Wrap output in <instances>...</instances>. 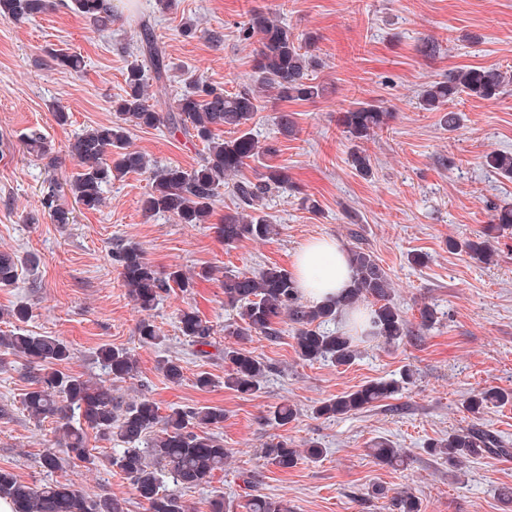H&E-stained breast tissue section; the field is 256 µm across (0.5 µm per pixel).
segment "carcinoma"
Segmentation results:
<instances>
[{"label":"carcinoma","instance_id":"obj_1","mask_svg":"<svg viewBox=\"0 0 512 512\" xmlns=\"http://www.w3.org/2000/svg\"><path fill=\"white\" fill-rule=\"evenodd\" d=\"M72 9L85 16L100 31L112 27L113 10L109 0H71ZM53 6V0H0V20H34ZM260 35L254 58V87L238 93L218 88L195 77L188 81L183 92L174 98L165 112L151 103V83L163 84L169 79L165 53L144 24L136 33L140 57L126 69L124 94L112 100L114 121L76 134L68 144V153L81 165L69 181L71 194L84 209L96 211L104 206L103 187L112 182L114 174L147 172L152 190L142 201V211L151 217L167 215L179 224H205L213 215L225 180L238 175L248 162L262 156L277 154L272 144L263 147L255 141L250 124L259 111V92L268 93L273 100L311 101L323 94L322 85L310 78L318 65L315 55L302 45L288 28L254 11L240 26V36L248 40ZM56 66L77 71L82 66L76 53L56 51L51 54ZM512 84V74L498 68L467 67L434 82L422 91L419 107L441 113V123L453 132L460 127V115L447 108L460 93L482 100H495ZM390 112L379 105L356 101L341 113L339 123L348 139L354 143L352 165L363 177L372 174L370 157L360 149L363 141L372 138L385 125ZM142 129L167 127L195 138L204 145L200 162L186 169L179 165L158 166L137 151L128 150L127 127ZM229 127L237 130L233 139H222L217 131ZM26 151L32 155L48 153L44 135L31 130L23 136ZM485 164L505 177H512V154L491 153ZM288 184L284 166L262 164L255 179L238 180L233 192L241 210L224 213L217 233L224 244L243 239L268 238L273 225L264 213L266 197ZM56 188L44 195L42 204L56 224L74 222L72 212L55 204ZM464 249L481 262L494 253L490 240L479 236L464 243ZM123 285L128 288L135 305L150 310L162 294L173 287L188 291L194 276L181 269L162 273L148 261L141 248L119 243L112 252ZM352 280L344 294L324 305H310L301 300L291 272L279 266L267 267L257 273L224 272V298L239 308V318L224 326V334L238 342L251 340L255 335L268 337L280 333L278 325L287 321L294 326L298 357L306 362L329 359L338 366L351 364L357 355L354 337L343 331H327L324 325L345 312L371 304L373 318L364 336L381 338L396 344L410 333L403 312L393 303L394 286L389 273L379 261L360 246L347 254ZM23 266L13 251L0 250V288L10 287ZM179 329L198 353L212 345L214 325L194 310H184L179 317ZM140 340L160 345L164 337L147 318L136 326ZM0 354L24 360L31 379L23 407L37 424L54 420V432L66 445L69 459L88 460L85 429L116 438L124 444L113 449L112 464L130 481L146 512H188L181 497L165 488V481L185 489L211 483L218 471L224 470L229 451L212 429L224 423V410L216 407L176 408L163 415L158 405L139 397L124 404L112 395V385L66 374L55 369L72 358L70 346L56 336H36L16 329L0 334ZM98 356L112 381L121 382L137 373L136 360L123 348L104 346ZM224 361L231 370L224 377V386L241 394L259 389L269 366L244 348H224ZM396 381H375L334 399L322 402L316 414L334 417L360 411L397 392ZM512 393L486 389L472 394L466 401L467 410L478 414L490 404H504ZM434 452L445 455L459 465L487 455H507L509 449L498 446L497 440L473 429L452 433L433 445ZM324 449L313 443L304 451L288 445L285 439L271 443L264 458L274 466L288 470L299 459H320ZM371 454L380 463L394 465L402 461L400 450L379 442ZM41 466L50 472L64 469V458L49 448ZM11 500L14 512H126V501L116 496L91 498L73 484L55 481L30 486L16 476L0 469V497ZM398 512H421L418 499L399 491L392 497ZM247 512H289L288 504L257 495L249 498Z\"/></svg>","mask_w":512,"mask_h":512}]
</instances>
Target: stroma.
<instances>
[{
	"label": "stroma",
	"instance_id": "stroma-1",
	"mask_svg": "<svg viewBox=\"0 0 512 512\" xmlns=\"http://www.w3.org/2000/svg\"><path fill=\"white\" fill-rule=\"evenodd\" d=\"M254 10L277 16L296 37H313L316 77L324 88L312 102L263 103L253 120L255 139L276 145L274 162L287 167L291 182L264 208L275 234L224 244L215 226L236 207L228 189L209 223L146 217L141 204L152 183L140 172L113 179L105 189L107 205L98 211L60 195L75 221L53 223L42 197L49 185L65 184L79 171L68 153L72 137L112 122V101L123 92L139 26L151 25L170 65V82L152 91L163 111L191 75L230 91L250 86L258 42L242 40L239 25ZM189 22L205 37L184 38ZM427 42L436 53H422ZM53 49L80 54L84 69L58 68L49 55ZM467 66L512 70V0H172L167 9L157 0H135L131 10L116 8L108 31L95 30L62 5L33 21H0V249L40 260L37 268H20L15 285L0 288V311L26 305L30 318L23 330L67 341L73 357L61 366L66 373L107 379L99 348L129 351L137 374L113 385L124 400L144 395L164 412L223 409L216 434L231 454L210 485L181 490L190 512H209L217 495L234 512H244L251 494L287 501L292 512H390L391 496L402 489L418 498L421 512H512V503L499 495L512 488V454L485 457L456 472L429 449L448 434L477 428L512 450V403L477 415L465 408L466 398L479 390L512 391V228L499 237L489 263L448 246L483 234L494 206L512 201V179L484 163L488 153H512V89L495 101L461 96L453 108L462 122L453 132L442 127L439 113L418 106L423 87ZM356 100L393 112L387 127L363 144L373 167L368 178L352 166V144L338 123ZM59 105L69 114L63 125L54 116ZM279 110L293 113V134L279 133ZM30 127L43 131L54 165L24 153L21 137ZM128 140L131 150L158 165L188 169L203 154L201 142L163 126L130 128ZM310 198L318 210L308 208ZM323 236L373 253L392 278L393 301L411 333L395 346L377 340L361 347L351 365L339 367L300 360L291 326L281 324L279 336H255L245 344L270 367L251 394L224 385L229 366L222 349L235 339L223 329L237 310L225 302L220 281L199 279L189 291L171 290L144 315L112 260L115 244L131 242L164 271L287 269L305 241ZM413 254L422 255L423 264L410 263ZM426 304L437 314L423 329L419 310ZM188 308L216 329L207 355L179 331L180 313ZM144 316L164 336L162 346L140 341L136 325ZM164 358L182 366L179 383L164 377ZM407 367L415 372L414 384L391 398L330 419L316 415L321 402L399 378ZM202 371L214 386H197ZM29 388L22 359L6 357L0 364V469L30 485L67 480L88 496L114 495L125 499L127 512H145L112 464L115 441L96 431L86 433L89 460L68 461L51 474L41 468L40 458L56 437L51 422L35 425L24 411ZM283 404L296 411L285 426L273 419ZM278 437L296 448L318 443L324 454L280 470L263 458ZM380 441L403 449L406 464L377 463L370 449Z\"/></svg>",
	"mask_w": 512,
	"mask_h": 512
}]
</instances>
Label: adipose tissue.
Instances as JSON below:
<instances>
[{"instance_id":"adipose-tissue-1","label":"adipose tissue","mask_w":512,"mask_h":512,"mask_svg":"<svg viewBox=\"0 0 512 512\" xmlns=\"http://www.w3.org/2000/svg\"><path fill=\"white\" fill-rule=\"evenodd\" d=\"M292 272L301 296L316 305L336 297L351 276L344 247L330 237L301 245Z\"/></svg>"}]
</instances>
